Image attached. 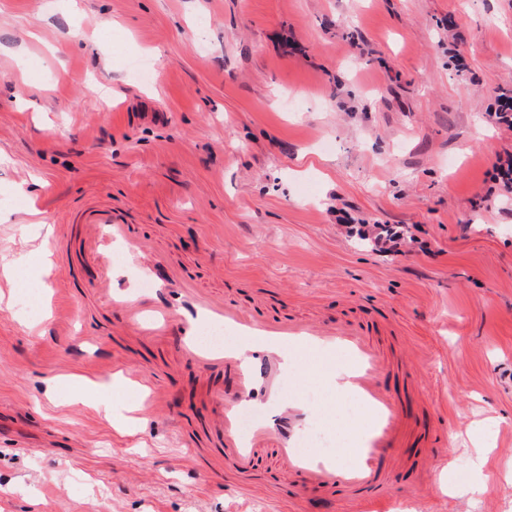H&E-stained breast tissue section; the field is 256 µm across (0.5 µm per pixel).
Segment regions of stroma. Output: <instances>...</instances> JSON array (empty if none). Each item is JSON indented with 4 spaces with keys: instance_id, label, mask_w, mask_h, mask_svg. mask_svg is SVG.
<instances>
[{
    "instance_id": "obj_1",
    "label": "stroma",
    "mask_w": 512,
    "mask_h": 512,
    "mask_svg": "<svg viewBox=\"0 0 512 512\" xmlns=\"http://www.w3.org/2000/svg\"><path fill=\"white\" fill-rule=\"evenodd\" d=\"M509 79L512 0H0V260L16 268L0 278V512H353L290 492L273 448L258 492L223 457L200 468L186 432L237 375L106 304L96 211L142 247L154 304L174 284L383 344L408 433L354 512H512V187L495 176L512 127L490 115ZM378 224L397 248L373 246ZM131 372L163 411L131 388L108 418L69 406ZM295 376L289 393L318 391L346 432L317 367ZM424 431L440 460L418 481Z\"/></svg>"
}]
</instances>
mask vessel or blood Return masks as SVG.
Here are the masks:
<instances>
[{
	"label": "vessel or blood",
	"instance_id": "b4317fda",
	"mask_svg": "<svg viewBox=\"0 0 512 512\" xmlns=\"http://www.w3.org/2000/svg\"><path fill=\"white\" fill-rule=\"evenodd\" d=\"M99 227L96 252L108 263L112 260L113 245L126 241L128 230L125 225L108 220L101 221ZM105 298L145 333L161 335L176 330L182 353L195 359L202 368L223 365L234 368L239 387L233 394L219 395L220 408L201 435L222 447L224 456L239 474L250 472L260 449L274 447L280 462L300 488L337 490L354 507L384 493L388 473L382 464L396 462L403 422L397 401L380 385L387 362L360 329L350 324L323 325L309 320L273 324L221 299H195L181 315L173 306H147L132 300L120 288H106ZM203 317L247 337L248 345L233 351L202 343L197 336L196 322ZM289 350L318 358H337L336 367L325 372V381L363 405L367 423L360 432L349 466H338L334 458L299 446L298 430L309 417H322V409L310 411L292 401L279 407L276 414L244 428L243 415L248 406L258 397L274 395L275 375Z\"/></svg>",
	"mask_w": 512,
	"mask_h": 512
}]
</instances>
